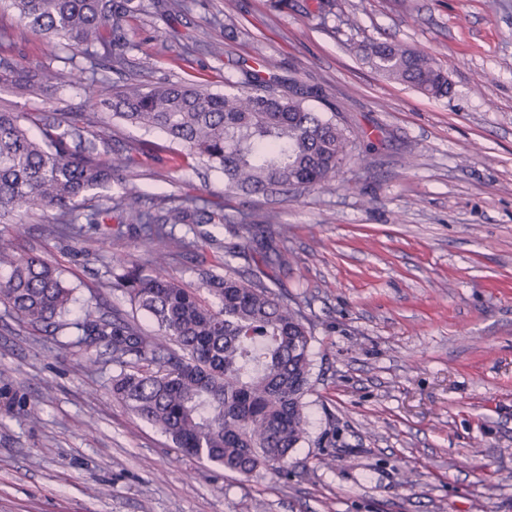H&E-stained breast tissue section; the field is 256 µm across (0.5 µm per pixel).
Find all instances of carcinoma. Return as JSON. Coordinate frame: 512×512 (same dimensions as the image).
I'll use <instances>...</instances> for the list:
<instances>
[{"label":"carcinoma","mask_w":512,"mask_h":512,"mask_svg":"<svg viewBox=\"0 0 512 512\" xmlns=\"http://www.w3.org/2000/svg\"><path fill=\"white\" fill-rule=\"evenodd\" d=\"M28 28L67 41L88 70L129 68L127 21L133 0H8ZM362 57L382 76L409 84L432 97L448 95V76L426 53L392 43L360 46ZM224 77V92L203 81H168L144 88L100 83L98 96L114 119L159 130L193 163L224 175V193L286 195L322 186L336 177L356 145L353 132L336 114L307 105L323 98L319 88L281 90L284 80L267 62ZM38 95L73 86L45 70L32 72L0 57V82ZM95 113L17 112L0 108V223L37 212L52 213L56 231L82 236L85 224H133L147 243L176 241L183 252L195 241L174 239L182 224L225 251L224 272L208 271L198 288L175 278L145 274L131 261L112 272V288L158 326L148 336L127 314L85 310L69 319L75 302L60 271L41 255L15 252L0 243V302L25 324L48 336L72 329L76 343L105 348L121 366L112 394L135 415L158 428L181 452L249 477L262 470L284 471L306 438L314 336L293 309L256 273L236 277L231 259L246 252L200 227L224 224V206L185 192L152 206L142 203L126 168L155 145L125 146L114 162L107 134L89 130ZM110 182L122 192L84 209L87 194ZM218 300L214 305L203 297Z\"/></svg>","instance_id":"1"}]
</instances>
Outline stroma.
<instances>
[{
	"instance_id": "obj_1",
	"label": "stroma",
	"mask_w": 512,
	"mask_h": 512,
	"mask_svg": "<svg viewBox=\"0 0 512 512\" xmlns=\"http://www.w3.org/2000/svg\"><path fill=\"white\" fill-rule=\"evenodd\" d=\"M318 3L190 0L163 15L134 0L127 32L130 79L146 87L206 79L220 92L233 65L265 60L321 87L315 108L357 136L329 184L285 199L228 194L159 133L105 128L118 144H156L154 160L132 166L145 200L192 191L223 203L228 223L208 230L245 246L240 273L261 264L262 238L284 253L273 287L314 336L308 435L288 476L244 477L179 452L113 397L104 348L46 336L0 304V512H512V0H334L323 15ZM219 12L236 31L211 24ZM0 26L14 34L5 55L26 69L81 78L42 97L0 84V105L106 115L62 45L7 6ZM189 36L206 47L179 60ZM383 40L432 54L448 96L372 69L358 48ZM0 241L43 256L103 311L132 309L110 286L119 260L157 267L126 224L73 240L34 218L0 224ZM223 261L201 240L164 267L196 288Z\"/></svg>"
}]
</instances>
